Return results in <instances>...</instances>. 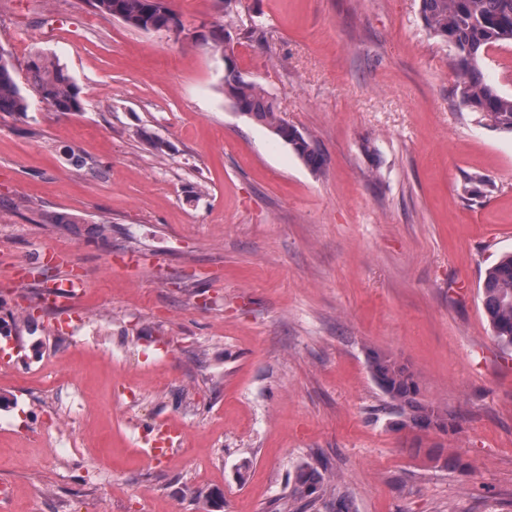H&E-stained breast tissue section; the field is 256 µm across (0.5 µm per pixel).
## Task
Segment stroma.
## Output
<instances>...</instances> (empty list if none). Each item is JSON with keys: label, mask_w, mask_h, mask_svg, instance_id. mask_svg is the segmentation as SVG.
I'll use <instances>...</instances> for the list:
<instances>
[{"label": "stroma", "mask_w": 512, "mask_h": 512, "mask_svg": "<svg viewBox=\"0 0 512 512\" xmlns=\"http://www.w3.org/2000/svg\"><path fill=\"white\" fill-rule=\"evenodd\" d=\"M237 9L265 25L238 71L321 172L231 106L209 48L87 0H0L19 81L39 50L85 100L0 113V512H300L305 463L348 512H512V351L480 290L512 252V134L459 106L420 0ZM51 249L85 281L66 312L34 306ZM373 350L460 430L393 429ZM168 421L182 446L147 457Z\"/></svg>", "instance_id": "obj_1"}]
</instances>
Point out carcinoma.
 I'll list each match as a JSON object with an SVG mask.
<instances>
[{
  "instance_id": "cac0c4a2",
  "label": "carcinoma",
  "mask_w": 512,
  "mask_h": 512,
  "mask_svg": "<svg viewBox=\"0 0 512 512\" xmlns=\"http://www.w3.org/2000/svg\"><path fill=\"white\" fill-rule=\"evenodd\" d=\"M95 13L106 20L116 19L143 31L165 32L175 40L183 38L210 48L224 57L239 35L250 41L264 38V23L239 24L236 0L224 9L227 21L205 33L187 32L184 22L172 25L169 0H89ZM421 17L430 33L454 50V70L459 105L480 115L496 130L512 132V95L499 92L485 77L483 55L494 47L512 46V0H420ZM39 96L54 112H81L85 101L81 90L61 65L42 51L34 52L27 66V86L20 85L9 54L0 48V112L27 117L28 93ZM224 95L239 112L266 125L278 138L287 141L294 153L314 171L322 169L323 156L311 140L296 141L289 131L274 97L260 85L244 80L234 62L225 64ZM483 313L494 337L512 350V255L503 256L488 269L481 286ZM375 381L389 398L401 425L413 429L448 432L456 428L448 414L419 399L415 373L405 363L376 351L369 355ZM292 496L313 504L324 499L323 475L308 464L295 469Z\"/></svg>"
}]
</instances>
